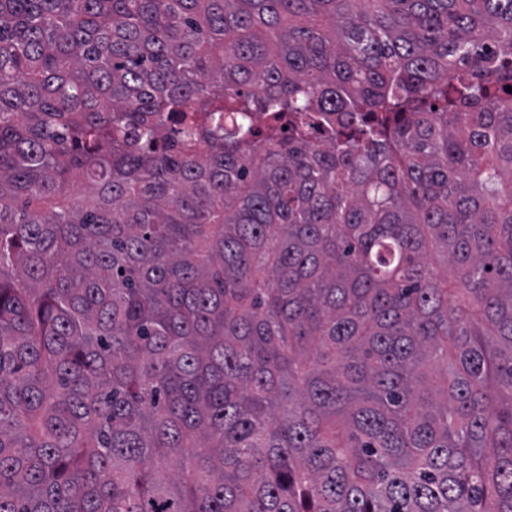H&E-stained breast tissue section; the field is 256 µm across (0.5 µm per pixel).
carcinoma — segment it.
I'll use <instances>...</instances> for the list:
<instances>
[{
  "instance_id": "1",
  "label": "carcinoma",
  "mask_w": 512,
  "mask_h": 512,
  "mask_svg": "<svg viewBox=\"0 0 512 512\" xmlns=\"http://www.w3.org/2000/svg\"><path fill=\"white\" fill-rule=\"evenodd\" d=\"M509 86L512 0H0V512H512Z\"/></svg>"
}]
</instances>
